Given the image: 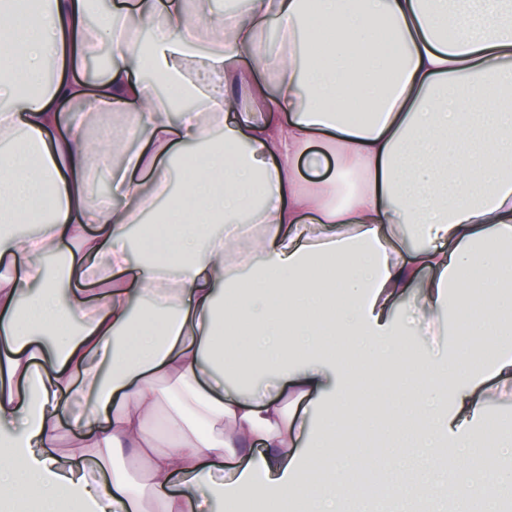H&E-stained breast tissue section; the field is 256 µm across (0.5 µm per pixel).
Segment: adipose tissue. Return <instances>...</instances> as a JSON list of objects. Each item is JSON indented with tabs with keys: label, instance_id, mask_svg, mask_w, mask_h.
<instances>
[{
	"label": "adipose tissue",
	"instance_id": "obj_1",
	"mask_svg": "<svg viewBox=\"0 0 512 512\" xmlns=\"http://www.w3.org/2000/svg\"><path fill=\"white\" fill-rule=\"evenodd\" d=\"M4 141L0 213L37 230L0 228L1 506L354 512L336 451L382 415L398 499L443 458L456 512L512 499L477 466L512 448L482 391L512 397V0H234L217 21L204 0H0ZM146 214L186 231L142 233L137 260ZM127 451L146 487L114 470Z\"/></svg>",
	"mask_w": 512,
	"mask_h": 512
}]
</instances>
